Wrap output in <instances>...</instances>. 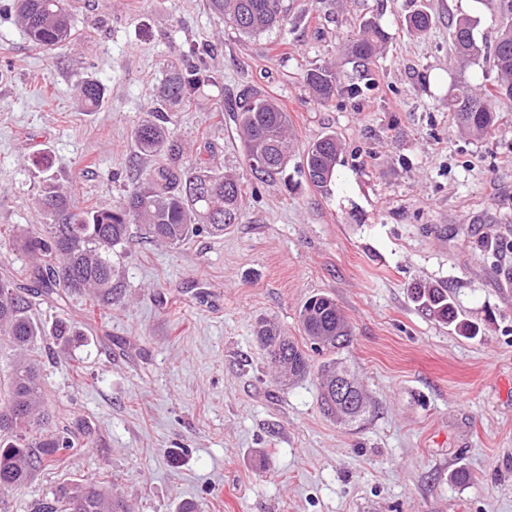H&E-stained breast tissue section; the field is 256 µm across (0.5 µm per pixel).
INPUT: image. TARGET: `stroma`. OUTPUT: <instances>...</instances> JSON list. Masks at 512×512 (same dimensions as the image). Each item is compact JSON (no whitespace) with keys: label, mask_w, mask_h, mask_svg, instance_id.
<instances>
[{"label":"stroma","mask_w":512,"mask_h":512,"mask_svg":"<svg viewBox=\"0 0 512 512\" xmlns=\"http://www.w3.org/2000/svg\"><path fill=\"white\" fill-rule=\"evenodd\" d=\"M74 38L47 52L0 0V276L22 280L16 227L57 223L39 204L54 184L79 206H111L139 169L133 141L168 70L208 51L219 75L170 127L183 165L236 174L246 195L224 235L169 247L132 230L112 256V298L33 300L45 325L70 320V348L33 342L54 417L82 418L93 443L0 495V512H32L73 481L99 478L132 512H512V101L495 131L461 132L448 95L490 85L489 59L452 57L451 29L498 26L482 0H287L288 19L245 37L206 0H70ZM424 7L431 28L404 18ZM391 39L367 74L342 48L362 21ZM335 65L358 95L320 104L308 69ZM97 78L88 110L77 85ZM245 88L291 117L286 171L254 179L226 101ZM336 132L342 163L328 192L304 150ZM417 283L446 286L466 335L412 302ZM333 298L352 336L339 359L372 407L342 425L320 407L316 368L281 383L254 335L276 321L303 341L298 313ZM79 89L85 104L92 109L100 107L105 99L104 85L93 77L85 79Z\"/></svg>","instance_id":"35a3bbf8"}]
</instances>
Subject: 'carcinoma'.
<instances>
[{
	"label": "carcinoma",
	"mask_w": 512,
	"mask_h": 512,
	"mask_svg": "<svg viewBox=\"0 0 512 512\" xmlns=\"http://www.w3.org/2000/svg\"><path fill=\"white\" fill-rule=\"evenodd\" d=\"M488 4L499 18L493 43L477 39L476 21L470 17L458 19L452 29L456 58L470 62L489 56L496 70L490 87L462 90L448 97V111L455 114L458 127L477 137L491 134L497 124L493 102L512 100V0H488ZM207 5L213 14L247 37L271 31L288 16L285 0H207ZM15 8L33 43L55 50L71 40L73 13L67 0H15ZM431 24L432 15L424 8L406 19V29L413 33L425 32ZM388 40L389 34L377 21L366 20L346 44L345 54L351 62L365 67L375 61ZM192 55L198 63L189 69L172 68L167 72L158 106L133 131L141 156L151 159L166 153L171 158L170 166L155 174L140 172L132 187L110 208H79L51 184L43 195V205L64 215V222L44 224L36 233L20 229L14 236V242L36 259L32 275L37 294L51 298L62 293L91 292L111 297L112 250L125 240L132 224L140 226L146 237L175 247L196 230L206 228L222 235L239 220L243 198L239 178L203 164L188 174L182 172L179 149L169 139L167 112L190 100L201 88L217 84L203 53L194 49ZM303 79L321 102L332 100L346 89L356 92L341 83L335 68L326 65L307 70ZM80 94L88 107L96 109L105 99V87L89 77L81 83ZM238 112L251 171L261 180L281 174L294 150L288 113L274 99L257 93L245 96ZM340 154L341 143L334 132L322 135L307 148L305 174L318 191H328ZM258 156L264 161L261 166L253 164ZM26 291L13 277H0V335L15 350H23L45 335V329L31 316L32 304ZM410 295L430 316L446 323L456 320L448 288L416 284L410 288ZM300 319L307 338H323V350L334 353L349 342V325L329 296L309 298ZM75 335L74 328L63 320L52 330V336L64 348L70 346ZM255 336L272 363L282 368L281 381L306 376L308 356L278 325L260 320ZM342 378L364 407L357 410L336 400L330 387ZM319 379L321 403L327 413L348 423L364 416L367 395L343 362L336 358L324 362ZM49 419L40 369L20 356L0 388V493L25 484L35 469L54 466L87 446L82 421L52 428ZM61 508L64 512H125L122 501L92 479L74 484L65 492L63 504L44 503L37 512H59Z\"/></svg>",
	"instance_id": "1"
}]
</instances>
